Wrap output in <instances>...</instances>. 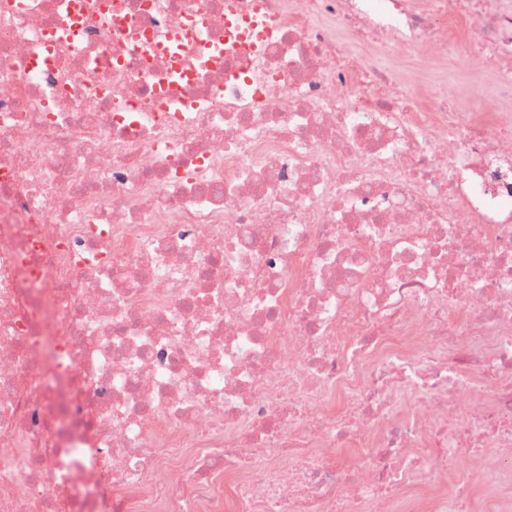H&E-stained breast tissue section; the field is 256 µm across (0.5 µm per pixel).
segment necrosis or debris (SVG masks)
Returning a JSON list of instances; mask_svg holds the SVG:
<instances>
[{
    "label": "necrosis or debris",
    "instance_id": "obj_1",
    "mask_svg": "<svg viewBox=\"0 0 512 512\" xmlns=\"http://www.w3.org/2000/svg\"><path fill=\"white\" fill-rule=\"evenodd\" d=\"M401 50L512 101V0H0V512H512V113ZM433 76L442 79L448 84V92L457 94L466 99L472 93L481 92L487 88V84L481 81L466 82L461 74L458 63L453 58H448L447 63L439 65Z\"/></svg>",
    "mask_w": 512,
    "mask_h": 512
}]
</instances>
